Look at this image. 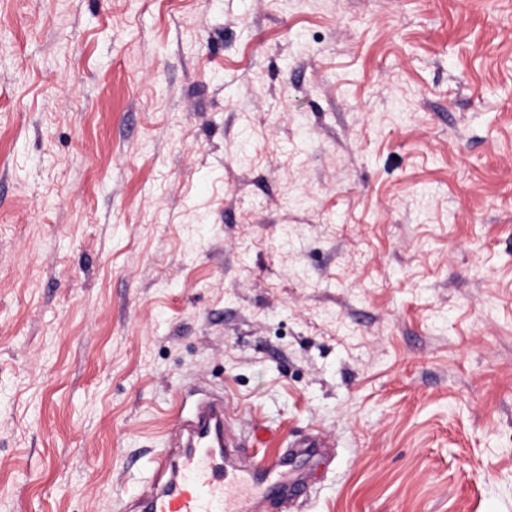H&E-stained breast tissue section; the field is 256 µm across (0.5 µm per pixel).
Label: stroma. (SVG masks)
<instances>
[{"mask_svg":"<svg viewBox=\"0 0 512 512\" xmlns=\"http://www.w3.org/2000/svg\"><path fill=\"white\" fill-rule=\"evenodd\" d=\"M192 389L326 441L265 512H512V0H0V512Z\"/></svg>","mask_w":512,"mask_h":512,"instance_id":"1","label":"stroma"}]
</instances>
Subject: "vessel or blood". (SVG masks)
<instances>
[{
    "label": "vessel or blood",
    "mask_w": 512,
    "mask_h": 512,
    "mask_svg": "<svg viewBox=\"0 0 512 512\" xmlns=\"http://www.w3.org/2000/svg\"><path fill=\"white\" fill-rule=\"evenodd\" d=\"M183 429L185 448L154 460L163 479L145 496V512H253L287 486V459L262 466L245 455L227 461L221 399H201Z\"/></svg>",
    "instance_id": "obj_1"
}]
</instances>
